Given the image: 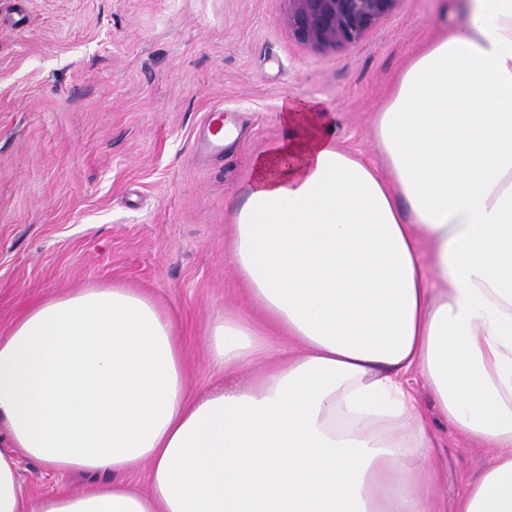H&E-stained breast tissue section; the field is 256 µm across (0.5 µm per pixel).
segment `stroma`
I'll return each mask as SVG.
<instances>
[{
  "label": "stroma",
  "mask_w": 512,
  "mask_h": 512,
  "mask_svg": "<svg viewBox=\"0 0 512 512\" xmlns=\"http://www.w3.org/2000/svg\"><path fill=\"white\" fill-rule=\"evenodd\" d=\"M448 23L440 0H398L355 45L316 49L288 0H0V333L31 302L92 285L143 292L173 318L191 394L248 383L215 372L209 323L254 320L230 259L253 157L283 131L285 95L318 100L338 142L379 161L373 121L411 57ZM224 106L238 129L201 160L196 136ZM451 512L493 455L459 435L411 375ZM34 496L80 492L97 475L20 460Z\"/></svg>",
  "instance_id": "35a3bbf8"
}]
</instances>
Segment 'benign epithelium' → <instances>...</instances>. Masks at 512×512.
I'll return each instance as SVG.
<instances>
[{
    "instance_id": "7a95c632",
    "label": "benign epithelium",
    "mask_w": 512,
    "mask_h": 512,
    "mask_svg": "<svg viewBox=\"0 0 512 512\" xmlns=\"http://www.w3.org/2000/svg\"><path fill=\"white\" fill-rule=\"evenodd\" d=\"M288 22L304 41L317 47L355 45L398 0H288Z\"/></svg>"
}]
</instances>
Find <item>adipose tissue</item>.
Listing matches in <instances>:
<instances>
[{
  "mask_svg": "<svg viewBox=\"0 0 512 512\" xmlns=\"http://www.w3.org/2000/svg\"><path fill=\"white\" fill-rule=\"evenodd\" d=\"M459 17L374 120L382 162L288 98L254 156L231 260L257 322L227 315L212 366L266 362L197 398L169 317L120 286L30 305L0 334V512H433L434 445L409 390L495 454L454 512H512V0ZM298 352L274 357V339ZM26 456L103 473L31 499ZM149 465V489L125 474Z\"/></svg>",
  "mask_w": 512,
  "mask_h": 512,
  "instance_id": "obj_1",
  "label": "adipose tissue"
}]
</instances>
